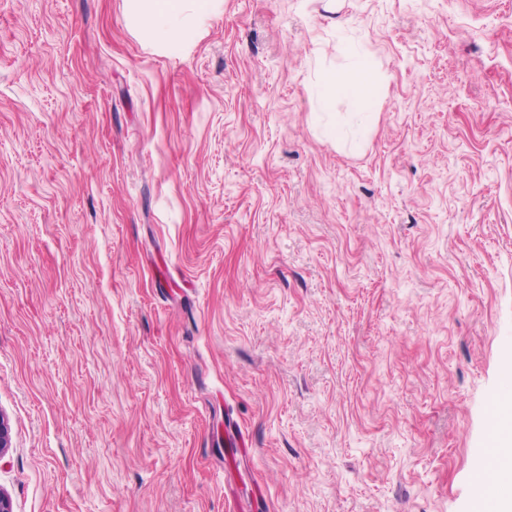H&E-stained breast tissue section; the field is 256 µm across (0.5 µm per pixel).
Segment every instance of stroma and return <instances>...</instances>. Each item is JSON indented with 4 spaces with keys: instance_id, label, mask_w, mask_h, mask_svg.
Masks as SVG:
<instances>
[{
    "instance_id": "35a3bbf8",
    "label": "stroma",
    "mask_w": 512,
    "mask_h": 512,
    "mask_svg": "<svg viewBox=\"0 0 512 512\" xmlns=\"http://www.w3.org/2000/svg\"><path fill=\"white\" fill-rule=\"evenodd\" d=\"M381 75L359 144L323 72ZM512 0H0L14 512H497ZM217 4L212 0H124L125 15L136 33L147 45L157 49L185 41L200 16L215 9Z\"/></svg>"
}]
</instances>
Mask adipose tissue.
Listing matches in <instances>:
<instances>
[{
    "instance_id": "ef3b65f1",
    "label": "adipose tissue",
    "mask_w": 512,
    "mask_h": 512,
    "mask_svg": "<svg viewBox=\"0 0 512 512\" xmlns=\"http://www.w3.org/2000/svg\"><path fill=\"white\" fill-rule=\"evenodd\" d=\"M125 14L149 46L164 49L185 41L201 15L215 9V0H124ZM330 99H347L354 106L353 122L367 129L373 119L374 65L367 55L354 54L339 69L324 73Z\"/></svg>"
}]
</instances>
